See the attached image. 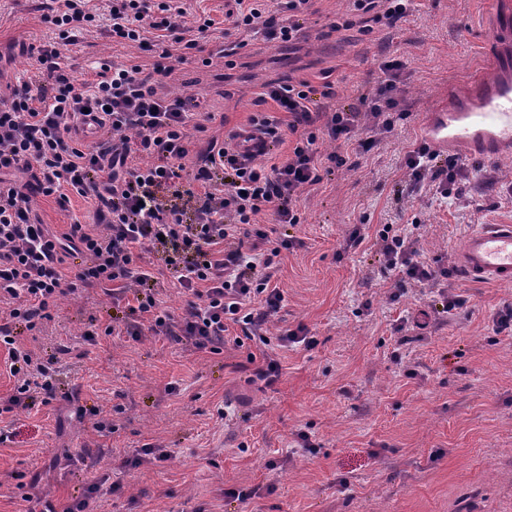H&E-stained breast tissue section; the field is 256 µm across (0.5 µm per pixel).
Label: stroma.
Listing matches in <instances>:
<instances>
[{
  "label": "stroma",
  "mask_w": 512,
  "mask_h": 512,
  "mask_svg": "<svg viewBox=\"0 0 512 512\" xmlns=\"http://www.w3.org/2000/svg\"><path fill=\"white\" fill-rule=\"evenodd\" d=\"M401 31L359 39L330 32L347 0H315L306 36L286 52L251 40L227 68L179 66L167 79L172 96H201L215 118L209 134L247 124L264 84L317 80L332 71L340 101L374 86L386 56L405 63L410 112L391 137L361 152L356 166L325 177L300 196L301 247L282 253L278 287L285 302L270 335L305 325L316 344H270L282 375L273 387L251 381L258 344L198 352L155 336L83 340L91 317L106 316L110 297L89 290L63 297L55 318L24 344L38 355L58 342L74 353L57 365L56 399L13 418L12 443L0 445V512H26L12 475H39V492L63 505L100 490L93 512H512V335L495 319L512 302V285L457 276L465 303L449 316L421 289L392 299L370 244L383 225L420 220L424 257L455 255L480 224H512V157L479 163L472 177L493 176L497 192L480 206L447 205L432 193L406 195V153L425 138L424 114L449 86L483 66L494 37L492 0H416ZM51 36L37 0H0V93L34 77L33 47ZM75 76L97 61L151 64L150 54L86 32L64 52ZM35 214L62 229L93 221V200L72 197L68 210L36 198ZM366 236L355 251L341 245L353 225ZM424 315L420 338L400 344L393 326ZM179 387L169 394L168 385ZM229 416L220 419L219 407ZM116 429L100 431L101 420ZM306 432V453L295 435ZM172 450L162 466L128 469L136 449ZM275 469H266L268 460ZM121 483L112 491V483ZM260 486L247 502L228 501L230 486Z\"/></svg>",
  "instance_id": "1"
}]
</instances>
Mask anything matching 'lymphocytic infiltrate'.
I'll use <instances>...</instances> for the list:
<instances>
[{"mask_svg": "<svg viewBox=\"0 0 512 512\" xmlns=\"http://www.w3.org/2000/svg\"><path fill=\"white\" fill-rule=\"evenodd\" d=\"M314 0H225L224 28L211 16L184 24L187 0H48L43 20L54 33L36 52L38 73L0 97V350L7 353L12 393L0 400V417L55 398V372L71 348L60 344L43 358L18 332L37 335L51 322L61 297L86 288L124 306L123 316L91 318L85 340L125 331L132 339L158 336L197 351L222 354L227 343L256 339L262 345L304 343L306 327L270 339L268 324L285 296L276 285L279 257L299 246L291 227L302 223V191L336 171L351 168L349 147L371 149L406 120L405 65L392 59L383 76L356 103L336 102V82L322 72L306 79L264 85L250 126L269 143H287L277 163L262 161L232 130L208 136L212 113L195 97L165 93L178 66L205 69L213 56L234 60L249 39L293 47L302 17ZM411 0H350L348 13L330 23L333 32L365 37L394 29ZM108 14V37L149 52L151 67L100 63L91 80L70 74L63 52ZM274 111H267V103ZM92 122L100 133L84 143L76 132ZM335 148L322 152L323 142ZM408 193L430 192L449 203L466 199L467 172L457 157L440 156L427 142L405 156ZM55 198L68 209L72 197L95 198L97 221H72L52 230L33 215L35 197ZM192 205L193 223L182 208ZM270 213L273 221L259 223ZM423 227L387 224L375 237L379 272L392 278L395 295L420 287L443 312L465 300L456 294L455 267L423 258ZM159 250L164 268L146 261ZM167 272L185 303L163 305L160 272Z\"/></svg>", "mask_w": 512, "mask_h": 512, "instance_id": "1", "label": "lymphocytic infiltrate"}]
</instances>
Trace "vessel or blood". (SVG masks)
I'll list each match as a JSON object with an SVG mask.
<instances>
[{"mask_svg":"<svg viewBox=\"0 0 512 512\" xmlns=\"http://www.w3.org/2000/svg\"><path fill=\"white\" fill-rule=\"evenodd\" d=\"M494 19L489 72L426 114V138L437 152L493 161L512 151V0H495ZM456 260L478 282L511 284L512 224L479 225L465 236Z\"/></svg>","mask_w":512,"mask_h":512,"instance_id":"vessel-or-blood-1","label":"vessel or blood"}]
</instances>
